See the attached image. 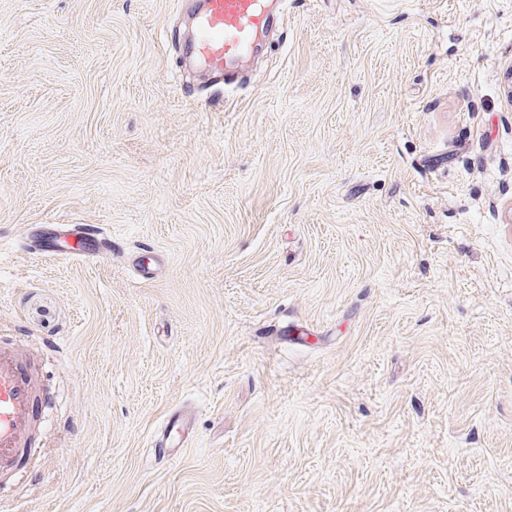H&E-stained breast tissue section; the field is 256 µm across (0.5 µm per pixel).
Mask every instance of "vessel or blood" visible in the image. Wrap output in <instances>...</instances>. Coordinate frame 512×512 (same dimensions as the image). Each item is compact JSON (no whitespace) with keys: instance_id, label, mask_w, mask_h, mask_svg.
I'll return each mask as SVG.
<instances>
[{"instance_id":"b4317fda","label":"vessel or blood","mask_w":512,"mask_h":512,"mask_svg":"<svg viewBox=\"0 0 512 512\" xmlns=\"http://www.w3.org/2000/svg\"><path fill=\"white\" fill-rule=\"evenodd\" d=\"M200 3L186 53L216 74L245 59L258 36L279 21L268 0ZM104 250L98 233L84 224L64 225L61 233L41 248L54 258L83 263L99 258ZM50 410L51 404L42 397L24 358L14 348L0 344V469L20 466L39 418Z\"/></svg>"}]
</instances>
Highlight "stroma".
<instances>
[{
    "label": "stroma",
    "mask_w": 512,
    "mask_h": 512,
    "mask_svg": "<svg viewBox=\"0 0 512 512\" xmlns=\"http://www.w3.org/2000/svg\"><path fill=\"white\" fill-rule=\"evenodd\" d=\"M192 3L0 0V512H512V0H282L230 85ZM61 234L41 244L39 251L67 262L89 263L99 258L106 247L94 229L84 224H62ZM51 410L37 379L14 348L0 344V469H18L39 418Z\"/></svg>",
    "instance_id": "stroma-1"
}]
</instances>
